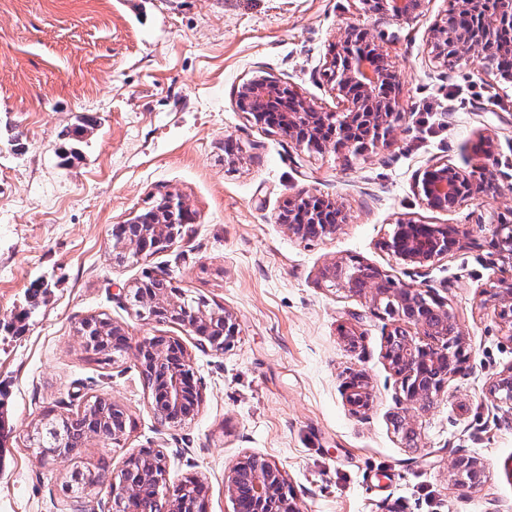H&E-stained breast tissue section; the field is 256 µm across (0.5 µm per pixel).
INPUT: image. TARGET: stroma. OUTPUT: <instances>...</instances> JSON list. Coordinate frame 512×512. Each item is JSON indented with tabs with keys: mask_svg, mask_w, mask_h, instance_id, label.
I'll use <instances>...</instances> for the list:
<instances>
[{
	"mask_svg": "<svg viewBox=\"0 0 512 512\" xmlns=\"http://www.w3.org/2000/svg\"><path fill=\"white\" fill-rule=\"evenodd\" d=\"M447 10L426 0L415 21L378 24L366 0H0V512H70L66 476L119 470L142 448L167 454L171 485L202 480L209 512H233L224 472L250 453L283 471L302 512H512V409L486 397L512 367V337L488 303L512 276L488 224L512 223V205L435 211L416 188L432 163L469 171L482 158L512 185V82L432 59L428 32ZM348 22L371 29L403 74L408 116L391 142L357 159L299 152L251 122L235 91L257 75L338 110L324 69ZM85 115L95 126L71 137ZM303 189L340 198L347 221L312 241L290 235L278 216ZM166 192L190 204L194 223L170 247L116 260L114 226ZM403 218L473 236L415 276L384 246ZM339 258L436 292L465 334L467 367L414 412V442L392 425L388 322L321 277ZM150 273L232 311L233 344L204 352L179 326L139 317L126 289ZM90 315L134 344L164 334L191 346L198 415L161 426L132 354L76 340ZM353 371L371 393L362 417L343 392ZM93 396L125 409L121 445L93 440L41 461L33 428ZM457 454L482 463L477 489L450 480Z\"/></svg>",
	"mask_w": 512,
	"mask_h": 512,
	"instance_id": "35a3bbf8",
	"label": "stroma"
}]
</instances>
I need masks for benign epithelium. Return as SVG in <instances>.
Returning <instances> with one entry per match:
<instances>
[{
    "label": "benign epithelium",
    "mask_w": 512,
    "mask_h": 512,
    "mask_svg": "<svg viewBox=\"0 0 512 512\" xmlns=\"http://www.w3.org/2000/svg\"><path fill=\"white\" fill-rule=\"evenodd\" d=\"M424 0H382L377 20L409 23L416 19ZM454 8L481 22L466 30H454L447 21L435 23L429 30L427 46L435 62L444 67L478 61L494 74H499L496 60L512 54V43L498 38L503 28L512 29V0H453ZM360 27L346 24L338 33L342 53L326 62L333 82L331 92L342 103L339 112H326L297 89L273 77L257 76L242 83L236 97L251 120L262 121L282 91L294 98V111L281 113L275 128L284 134L295 149L358 152L368 146L388 141L401 127L404 117L397 95L401 73L384 47L375 44V68L363 49L353 41ZM418 195L429 209L453 212L467 202L481 197L504 195L488 164L481 166L479 179L451 163H437L424 171L417 182ZM312 194L297 192L279 217L288 232L296 237L307 235L306 224L316 235L335 232L336 225L325 222L311 206ZM187 212L184 202L165 195L160 205L125 225L126 234L115 242V248L134 256L152 253L153 247L170 246L181 238V214ZM470 231L461 226L420 224L410 218L399 221L385 247L399 260L420 274L440 258L466 246ZM491 237L498 255L512 264V225H491ZM322 279L330 287L343 289L365 299L370 312L389 322L384 358L400 380L403 411L394 418L395 430L408 438L414 436L407 412L426 410L439 397L448 380L460 373L469 360L464 333L446 303L429 290L398 283L379 269L365 276L364 265L336 259L322 271ZM138 314L158 324H177L195 336V344L215 353L237 335L236 316L224 309L208 308L202 298L187 299L176 292L159 293L146 290L145 283L132 287ZM495 312L509 326L512 337V278L498 280L491 295ZM115 338L113 350L133 355L140 365L152 392V404L160 422L179 426L194 416L201 402V392L194 379L191 354L177 336H153L131 346L124 329L112 324ZM76 337L87 350L97 351L106 339L99 319L84 318ZM346 400L356 415L370 409L371 400L364 374H350L345 382ZM487 398L512 406V367L499 373L486 391ZM126 413L111 399H101L100 412L93 422L79 426L86 438L112 439L119 445L126 435ZM74 449L60 436L53 445L40 452L43 460L57 461L71 456ZM454 485L462 489L480 486L482 467L466 456H455L448 463ZM167 456L162 450H141L130 454L118 471L107 477L112 489L113 512H143L144 498L168 485ZM202 482L189 479L176 487L163 503L161 512H207V500L197 488ZM224 492L234 512H300L282 470L261 454L240 458L224 473Z\"/></svg>",
    "instance_id": "benign-epithelium-1"
}]
</instances>
